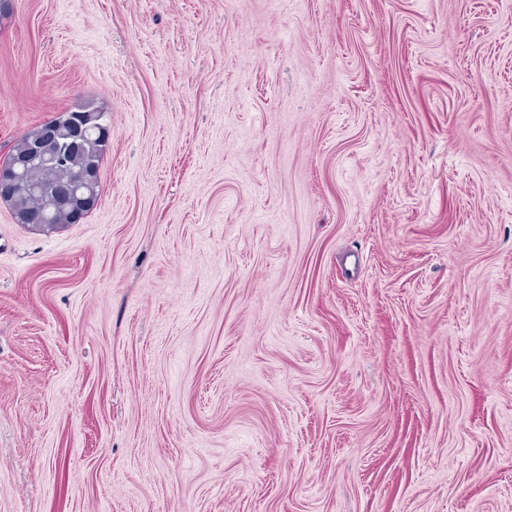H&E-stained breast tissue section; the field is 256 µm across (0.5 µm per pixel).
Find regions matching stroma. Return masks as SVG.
<instances>
[{
    "mask_svg": "<svg viewBox=\"0 0 512 512\" xmlns=\"http://www.w3.org/2000/svg\"><path fill=\"white\" fill-rule=\"evenodd\" d=\"M0 512H512V0H11ZM79 112H89L94 122L98 123L103 114L105 115L101 108L79 104L42 124L51 125L56 129L55 137L43 144V152L53 161L49 170H45L42 165L33 166L34 163L43 160L37 143H29L27 149L21 152L28 140L40 134V125L24 133L14 144L6 157L12 153H21L14 155L8 165L5 166V158L0 161V201L10 206L12 199L16 212L32 227L56 229L68 224L69 210L54 205L56 196L89 167L100 169L108 142L98 138L93 127L90 128L82 151L75 152L70 149L73 118L77 117ZM29 170V180L38 188V194L32 193L28 187L17 188L22 185ZM100 181L99 176L93 171L87 172L85 176L73 183H71L70 187L64 191L61 201L70 206L73 212V224H78L83 219V207L89 204L93 206H97L99 202V198L91 197L87 194L84 188L92 182ZM90 192H97L98 196L100 195V182L92 183L89 186Z\"/></svg>",
    "mask_w": 512,
    "mask_h": 512,
    "instance_id": "stroma-1",
    "label": "stroma"
}]
</instances>
